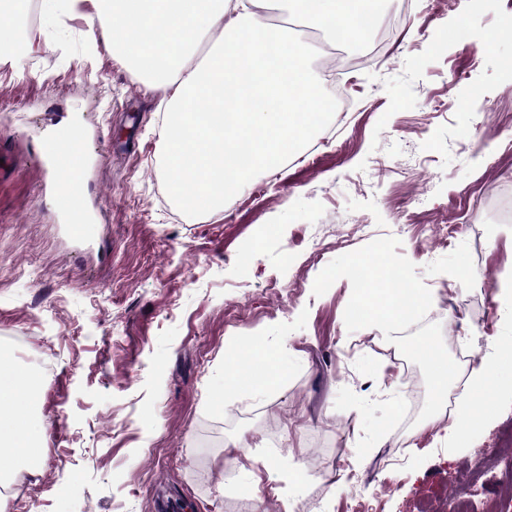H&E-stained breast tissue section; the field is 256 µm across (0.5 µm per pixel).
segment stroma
<instances>
[{
    "instance_id": "obj_1",
    "label": "stroma",
    "mask_w": 512,
    "mask_h": 512,
    "mask_svg": "<svg viewBox=\"0 0 512 512\" xmlns=\"http://www.w3.org/2000/svg\"><path fill=\"white\" fill-rule=\"evenodd\" d=\"M1 23L32 33L0 53V349L38 378L44 452L0 485V512H419L444 495L495 512L512 466V223L491 219L512 175V0H412L344 74L348 112L216 212L172 195L167 100L91 40L88 12L25 0ZM64 124L85 173L75 234L42 152ZM389 236L465 356L449 398L491 364L464 443L443 414L409 420L422 372L347 330L348 279L313 293ZM254 350L280 381L224 393Z\"/></svg>"
}]
</instances>
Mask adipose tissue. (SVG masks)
Instances as JSON below:
<instances>
[{"label": "adipose tissue", "instance_id": "1", "mask_svg": "<svg viewBox=\"0 0 512 512\" xmlns=\"http://www.w3.org/2000/svg\"><path fill=\"white\" fill-rule=\"evenodd\" d=\"M47 2L69 13L91 6L101 37L149 88L167 94L172 192L189 209L223 210L254 168L293 155L326 109L306 67V44L268 22L269 0ZM279 3L326 33L352 34L369 0ZM35 385L0 351V446L12 448L26 472L42 454L31 423Z\"/></svg>", "mask_w": 512, "mask_h": 512}]
</instances>
